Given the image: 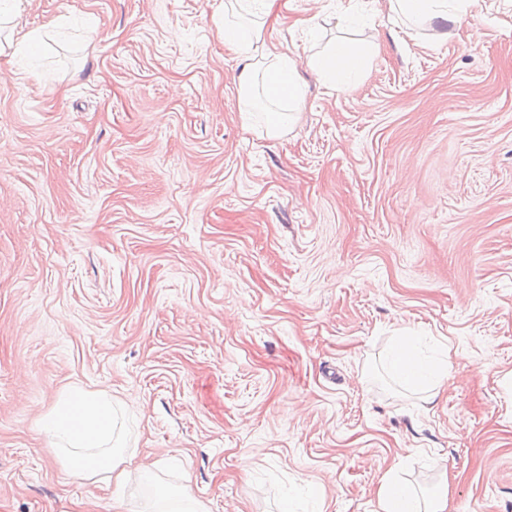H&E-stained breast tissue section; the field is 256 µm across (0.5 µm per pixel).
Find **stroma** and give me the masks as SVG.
<instances>
[{"label":"stroma","instance_id":"35a3bbf8","mask_svg":"<svg viewBox=\"0 0 512 512\" xmlns=\"http://www.w3.org/2000/svg\"><path fill=\"white\" fill-rule=\"evenodd\" d=\"M277 0L304 90L276 138L241 111L224 0H32L94 14L36 66L0 57V512H140L38 424L73 386L124 408L133 464L209 512H377L391 474L448 512H512V0L460 26ZM375 46L353 91L307 60ZM447 346L428 404L380 361Z\"/></svg>","mask_w":512,"mask_h":512}]
</instances>
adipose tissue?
I'll use <instances>...</instances> for the list:
<instances>
[{
    "label": "adipose tissue",
    "mask_w": 512,
    "mask_h": 512,
    "mask_svg": "<svg viewBox=\"0 0 512 512\" xmlns=\"http://www.w3.org/2000/svg\"><path fill=\"white\" fill-rule=\"evenodd\" d=\"M29 0H6L0 7V55L29 59L53 33L68 27L72 19L58 18L52 24L28 31L13 28L11 21ZM471 0H388V8L398 19L459 25L466 17ZM230 14L216 22L219 40L239 55L243 64L238 75L239 100L249 103L255 85H262L266 96L301 103L303 91L294 79L295 65L290 57L266 46L261 39L263 21H245L251 13V0H231ZM367 64L365 53L348 41H337L324 51L314 53L310 65L319 71L330 87L340 91L353 89L356 76ZM390 376L401 386L421 394L424 401L435 402L452 368L450 354L434 359L422 356L414 336L392 337L385 356ZM117 416L108 390L74 387L62 392L53 407L41 418L40 429L58 454L64 456L73 474L114 486L123 494L126 479L120 465L124 445L116 433ZM158 464L142 466L138 471L144 493V512H208L205 503L183 489L171 488L159 481ZM448 477L429 489L408 482L388 480L377 493L378 512H448Z\"/></svg>",
    "instance_id": "obj_1"
}]
</instances>
